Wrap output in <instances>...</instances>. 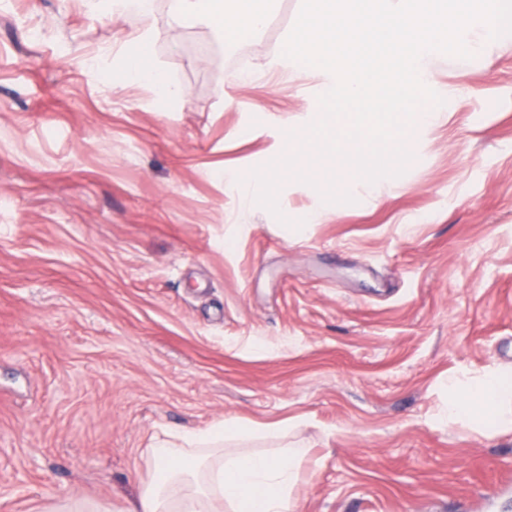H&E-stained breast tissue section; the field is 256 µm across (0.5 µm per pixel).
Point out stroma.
Here are the masks:
<instances>
[{
	"label": "stroma",
	"mask_w": 512,
	"mask_h": 512,
	"mask_svg": "<svg viewBox=\"0 0 512 512\" xmlns=\"http://www.w3.org/2000/svg\"><path fill=\"white\" fill-rule=\"evenodd\" d=\"M300 6L228 42L167 0H0V512H122L152 436L287 418L299 512H512V429L438 417L449 375L512 372V39L436 55L404 174L287 181L279 220L228 180L319 114L324 78L265 69ZM147 25L182 100L88 66Z\"/></svg>",
	"instance_id": "obj_1"
}]
</instances>
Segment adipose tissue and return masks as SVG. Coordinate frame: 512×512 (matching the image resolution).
I'll return each instance as SVG.
<instances>
[{
	"label": "adipose tissue",
	"instance_id": "adipose-tissue-1",
	"mask_svg": "<svg viewBox=\"0 0 512 512\" xmlns=\"http://www.w3.org/2000/svg\"><path fill=\"white\" fill-rule=\"evenodd\" d=\"M273 0H167L168 18L182 25L221 21V31L262 30L271 15ZM150 28L132 37L123 52L122 73L126 82L150 83L163 99L176 101L182 91L168 83L149 64ZM471 393L467 400H449L440 413L444 420L478 422L485 431L503 424L502 408L512 404V376L491 373L460 380ZM290 419L259 424L219 421L199 430H178L152 437V475L144 482L126 512H295L292 491L305 455L299 447L278 452L243 451L256 438H287Z\"/></svg>",
	"mask_w": 512,
	"mask_h": 512
}]
</instances>
